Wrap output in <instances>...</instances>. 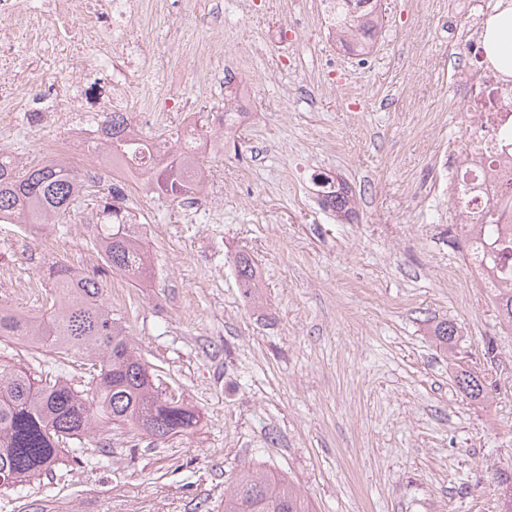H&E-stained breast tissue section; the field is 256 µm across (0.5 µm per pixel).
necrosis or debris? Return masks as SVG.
I'll return each mask as SVG.
<instances>
[{
  "instance_id": "1",
  "label": "necrosis or debris",
  "mask_w": 512,
  "mask_h": 512,
  "mask_svg": "<svg viewBox=\"0 0 512 512\" xmlns=\"http://www.w3.org/2000/svg\"><path fill=\"white\" fill-rule=\"evenodd\" d=\"M171 0H0V76L8 78L7 98L0 108L29 113L34 119L67 105L91 111L87 92L104 83L110 90L112 111L138 113L142 122L157 120L162 89L149 66L166 50L153 45L146 30L164 14ZM52 52L54 59L79 68L81 74L68 87L53 80L34 81L21 71L26 48ZM477 116L470 128L473 148L452 176L453 192L472 224L499 205L512 187V149L498 139V129L512 126V80L491 75L486 65L466 77ZM85 177H112L124 191L137 190L140 204L148 192L140 183V165L117 159L105 167H88L83 156L73 158Z\"/></svg>"
}]
</instances>
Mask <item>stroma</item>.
I'll return each mask as SVG.
<instances>
[{
    "mask_svg": "<svg viewBox=\"0 0 512 512\" xmlns=\"http://www.w3.org/2000/svg\"><path fill=\"white\" fill-rule=\"evenodd\" d=\"M370 54L329 34L317 0H224L220 37L191 26L206 0H177L152 38L179 31L170 132L190 115L220 133L236 83L254 84L251 115L202 159L223 198L187 215L152 199L140 236L153 276L127 283L114 317L127 326L160 389L201 414L193 433L151 442L123 429L103 450L66 456L52 473L0 491V512H224L243 467L285 473L314 512H501L512 486V329L458 245L461 208L448 177L470 143L463 78L481 25L467 0H381ZM223 51V85L192 60ZM71 137L65 120L15 115L0 145L43 162L41 139ZM346 182L351 219L326 207L316 175ZM0 224V302L37 311L38 272L80 265L90 224ZM260 270L245 298L234 258ZM457 330L453 349L431 334ZM477 375L484 400L466 396Z\"/></svg>",
    "mask_w": 512,
    "mask_h": 512,
    "instance_id": "obj_1",
    "label": "stroma"
}]
</instances>
